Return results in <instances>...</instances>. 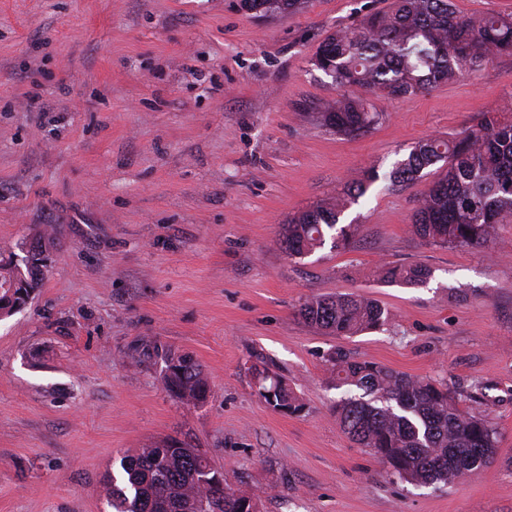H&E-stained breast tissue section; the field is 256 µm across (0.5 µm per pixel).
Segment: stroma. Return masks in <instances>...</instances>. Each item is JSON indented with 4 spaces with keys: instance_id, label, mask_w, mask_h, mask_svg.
I'll return each instance as SVG.
<instances>
[{
    "instance_id": "stroma-1",
    "label": "stroma",
    "mask_w": 512,
    "mask_h": 512,
    "mask_svg": "<svg viewBox=\"0 0 512 512\" xmlns=\"http://www.w3.org/2000/svg\"><path fill=\"white\" fill-rule=\"evenodd\" d=\"M391 3L0 0V254L55 242L34 299L0 319V512H109L119 458L172 438L261 512H512V224L482 248L428 243L411 224L434 174L383 178L418 140L500 111L512 55L336 135L314 116L338 92L312 59ZM370 167L351 245L289 259L279 224ZM384 261L432 276L387 285ZM336 293L377 299L387 325L337 337L297 316ZM340 349L446 385L496 428L494 460L450 487L390 479L332 410ZM169 352L201 364L204 404L165 390ZM262 363L302 413L259 397ZM240 4L242 8L254 11L262 8V13L265 15H273L287 12L298 7L300 0H241Z\"/></svg>"
}]
</instances>
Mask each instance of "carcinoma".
I'll return each mask as SVG.
<instances>
[{"instance_id":"cac0c4a2","label":"carcinoma","mask_w":512,"mask_h":512,"mask_svg":"<svg viewBox=\"0 0 512 512\" xmlns=\"http://www.w3.org/2000/svg\"><path fill=\"white\" fill-rule=\"evenodd\" d=\"M243 8L265 15L298 7L300 0H240ZM512 54V15L461 17L452 0H393L389 10L321 42L314 66L332 79L341 94L315 106L319 122L350 139L367 133L381 113L369 96L397 99L430 91L463 72L480 70L491 58ZM356 88L363 95H353ZM446 168L419 200L414 232L429 243L480 248L498 225L512 223V119L484 112L476 125L454 140L428 137L414 143L388 178L396 186L414 183L439 163ZM372 168L347 185L343 195L288 218L278 241L290 258L303 259L325 245L344 250L352 225L341 224L347 206L377 181ZM377 279L388 285H420L431 270L418 264L382 263ZM16 278L22 302L40 287L41 268L0 260V285ZM298 315L326 335L354 336L386 324L388 313L375 299L336 293L306 299ZM336 385L355 387L369 399L343 398L336 420L352 440L379 460L386 473L414 485L454 484L476 474L496 453L497 431L482 416L464 412L448 389L382 364L357 360L339 350L332 359ZM165 389L181 401L206 400L209 386L200 366L185 354L167 355ZM258 394L274 410L297 415L304 403L268 370H255ZM207 459L191 444L174 441L143 448L119 461L109 506L114 512H246L258 496L207 479Z\"/></svg>"}]
</instances>
